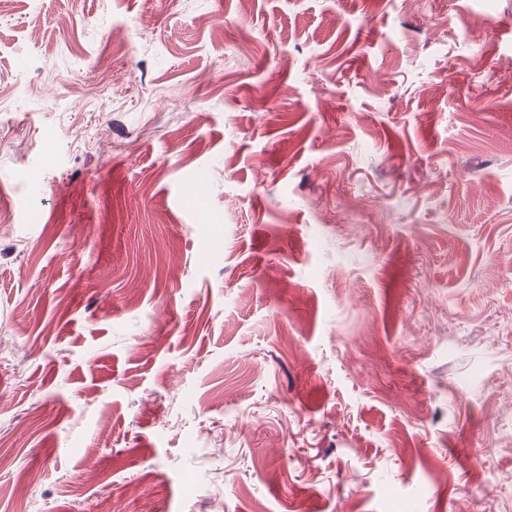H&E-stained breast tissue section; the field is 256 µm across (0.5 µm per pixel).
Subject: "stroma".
I'll return each mask as SVG.
<instances>
[{
  "label": "stroma",
  "mask_w": 512,
  "mask_h": 512,
  "mask_svg": "<svg viewBox=\"0 0 512 512\" xmlns=\"http://www.w3.org/2000/svg\"><path fill=\"white\" fill-rule=\"evenodd\" d=\"M117 504L512 512V0L0 6V512Z\"/></svg>",
  "instance_id": "1"
}]
</instances>
